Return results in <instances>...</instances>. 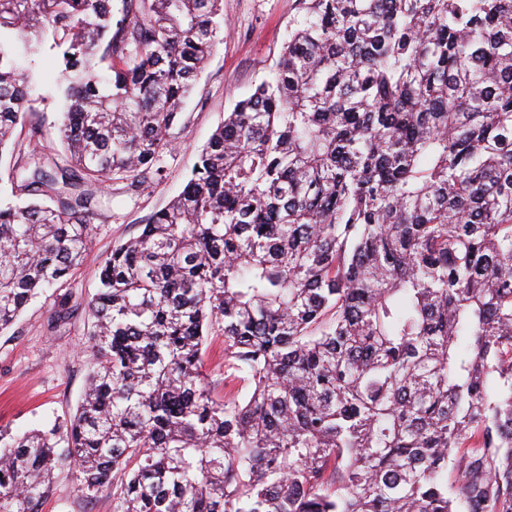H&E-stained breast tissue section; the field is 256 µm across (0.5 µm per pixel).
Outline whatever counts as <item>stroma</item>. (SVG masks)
<instances>
[{"label": "stroma", "instance_id": "35a3bbf8", "mask_svg": "<svg viewBox=\"0 0 512 512\" xmlns=\"http://www.w3.org/2000/svg\"><path fill=\"white\" fill-rule=\"evenodd\" d=\"M303 15L301 0H224V40L220 42L183 110L174 146L164 157V175L150 186L112 184L111 206L94 216L91 253L65 287L33 300L16 324L0 334V425L23 432L64 418L76 409L89 372L83 353L86 316L83 306L96 291L98 272L112 247L138 235L147 218L164 207L185 184L198 150L206 144L225 112L250 95L275 68L288 32ZM19 68L34 71L31 123L41 125L45 152L58 154L61 59L51 50L36 61L18 57ZM77 310L70 320L49 328L61 298ZM113 473L107 491L83 503L71 471H58L53 496L43 512H112V496L121 485Z\"/></svg>", "mask_w": 512, "mask_h": 512}]
</instances>
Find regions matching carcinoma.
Wrapping results in <instances>:
<instances>
[{"label": "carcinoma", "mask_w": 512, "mask_h": 512, "mask_svg": "<svg viewBox=\"0 0 512 512\" xmlns=\"http://www.w3.org/2000/svg\"><path fill=\"white\" fill-rule=\"evenodd\" d=\"M272 81L84 304L74 415L0 426V512H512V0H302ZM223 0H0V332L162 172ZM63 60L59 161L31 73ZM224 336L218 401L203 370ZM455 485L448 486V471ZM122 474L114 472L109 487L95 501L85 504L78 497L76 480L68 469L57 472L54 495L44 504L43 512H112V494L121 485Z\"/></svg>", "instance_id": "cac0c4a2"}]
</instances>
